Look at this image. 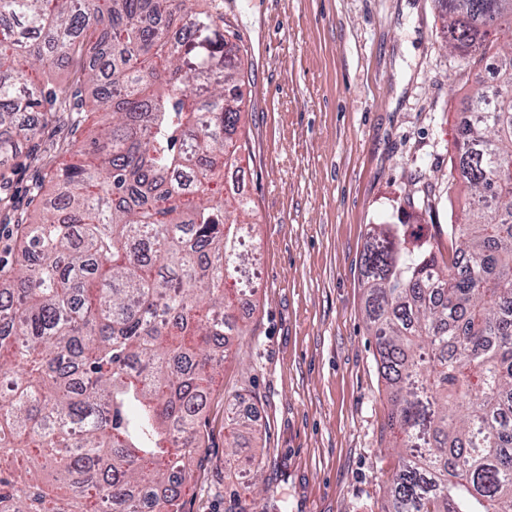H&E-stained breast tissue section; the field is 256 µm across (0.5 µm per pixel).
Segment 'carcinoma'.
Masks as SVG:
<instances>
[{
  "mask_svg": "<svg viewBox=\"0 0 512 512\" xmlns=\"http://www.w3.org/2000/svg\"><path fill=\"white\" fill-rule=\"evenodd\" d=\"M463 60L512 0H437ZM80 61L77 81L45 74ZM452 145L467 189L448 255L374 224L365 314L390 391L384 512H512V44ZM241 46L208 0H0V189L67 104L106 117L87 162L41 179L0 274V512H183L213 372L243 331L224 286L255 264L222 189L249 151ZM224 469L251 465L225 410ZM50 471L62 494L42 477Z\"/></svg>",
  "mask_w": 512,
  "mask_h": 512,
  "instance_id": "cac0c4a2",
  "label": "carcinoma"
}]
</instances>
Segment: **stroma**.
Instances as JSON below:
<instances>
[{
  "mask_svg": "<svg viewBox=\"0 0 512 512\" xmlns=\"http://www.w3.org/2000/svg\"><path fill=\"white\" fill-rule=\"evenodd\" d=\"M245 49L242 121L251 159L232 183L250 203L259 275L247 327L211 386L206 447L184 512H384L396 457L365 319L370 225L417 224L440 250L465 192L451 147L481 54L446 46L436 0H217ZM97 114L50 124L8 188L0 225L27 217L30 188L75 162ZM250 416L257 489L224 470V406Z\"/></svg>",
  "mask_w": 512,
  "mask_h": 512,
  "instance_id": "1",
  "label": "stroma"
}]
</instances>
